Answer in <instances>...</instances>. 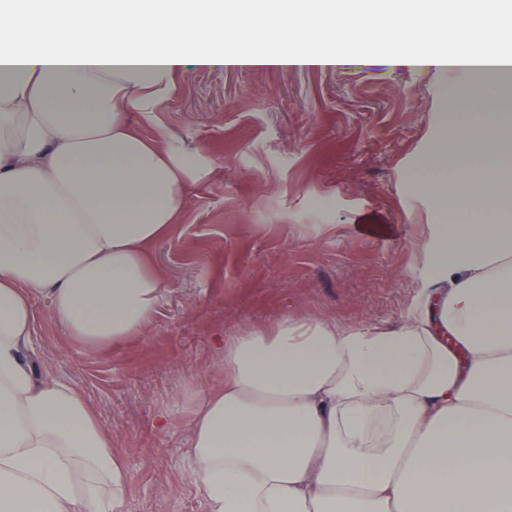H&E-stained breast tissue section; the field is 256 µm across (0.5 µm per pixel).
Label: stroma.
Segmentation results:
<instances>
[{"label":"stroma","instance_id":"obj_1","mask_svg":"<svg viewBox=\"0 0 512 512\" xmlns=\"http://www.w3.org/2000/svg\"><path fill=\"white\" fill-rule=\"evenodd\" d=\"M385 37L350 39L369 57L361 67L174 74L163 106L136 120L201 168L173 231L148 249L169 293L140 335L93 349L35 297V374L82 391L127 464L128 512H205L189 404L224 378L214 337L287 313L358 331L411 311L428 275L424 243L458 220L440 204L447 187L423 193L411 176L443 115L482 113L443 95L453 73L373 56Z\"/></svg>","mask_w":512,"mask_h":512}]
</instances>
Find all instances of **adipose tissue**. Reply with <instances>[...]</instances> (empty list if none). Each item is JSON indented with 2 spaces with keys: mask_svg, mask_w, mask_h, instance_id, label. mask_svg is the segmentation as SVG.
<instances>
[{
  "mask_svg": "<svg viewBox=\"0 0 512 512\" xmlns=\"http://www.w3.org/2000/svg\"><path fill=\"white\" fill-rule=\"evenodd\" d=\"M459 0H0V512H126L129 473L80 390L37 378L32 299L78 344L138 335L168 293L149 245L177 223L195 170L138 133L173 73L336 67L317 22L342 9L364 34ZM290 14L275 45L225 46ZM394 34L378 57L480 77L453 98L485 107L507 72L464 29L439 50ZM306 40L304 51L288 45ZM512 114L448 135L413 179L447 185L445 207L496 214L438 224L429 282L402 324L340 331L283 316L217 337L223 381L191 406L192 473L206 512H512ZM272 27L267 20H259L256 24L248 29L239 31L235 25L224 26V41L240 40L253 41L263 38L268 29Z\"/></svg>",
  "mask_w": 512,
  "mask_h": 512,
  "instance_id": "adipose-tissue-1",
  "label": "adipose tissue"
}]
</instances>
